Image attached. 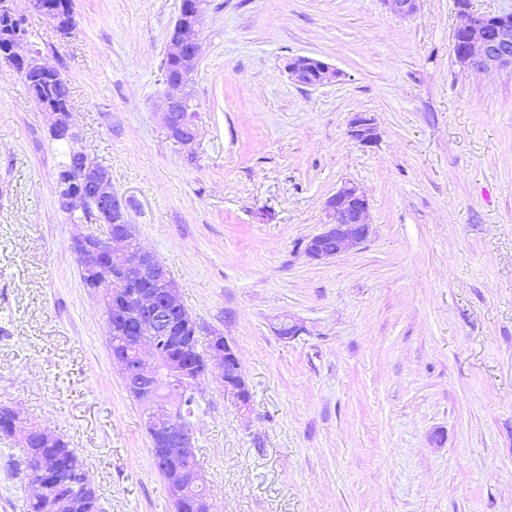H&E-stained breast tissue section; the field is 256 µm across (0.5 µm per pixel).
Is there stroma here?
Wrapping results in <instances>:
<instances>
[{
  "label": "stroma",
  "instance_id": "35a3bbf8",
  "mask_svg": "<svg viewBox=\"0 0 512 512\" xmlns=\"http://www.w3.org/2000/svg\"><path fill=\"white\" fill-rule=\"evenodd\" d=\"M180 0H72L62 34L15 8L67 82L76 147L105 168L140 245L251 392L199 386L196 458L216 512H512V68H464V12L512 0H209L190 86L199 136L162 118ZM308 56L338 72L309 87ZM375 120L369 147L348 134ZM65 144L0 59V403L87 459L102 512H175L141 405L112 357L56 173ZM369 238L304 248L344 183ZM300 322L292 338L280 321ZM19 437H0V512H24ZM287 68L289 75L305 86L323 85L336 77V70L329 64L308 56L291 59ZM349 136L363 146H370L376 142L377 134L372 119L366 113L357 112L349 122Z\"/></svg>",
  "mask_w": 512,
  "mask_h": 512
}]
</instances>
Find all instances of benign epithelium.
I'll return each mask as SVG.
<instances>
[{"label": "benign epithelium", "instance_id": "7a95c632", "mask_svg": "<svg viewBox=\"0 0 512 512\" xmlns=\"http://www.w3.org/2000/svg\"><path fill=\"white\" fill-rule=\"evenodd\" d=\"M384 2L394 14L409 16L416 11L418 0ZM206 3L207 0H189L181 6L166 40L161 93L163 119L169 137L182 146L194 143L198 136L196 109L188 86L199 65ZM0 17L10 26V34L3 43L4 52L18 66L20 73L25 77L31 74L55 75L56 68L44 60L33 43L20 35L23 22L16 15L14 0H0ZM453 52L468 69L488 71L511 67L512 13H464V21L454 31ZM287 68L289 75L305 86L323 85L336 77V70L329 64L308 56L291 59ZM31 94L48 115L51 131L63 126L71 128V105L49 103L37 87ZM348 134L363 146H370L377 139L372 119L362 112L351 118ZM70 168L81 188L68 199L69 212L91 209L95 214L94 223L106 228L100 236H80L74 241L77 255H91L90 261L81 263L85 283L97 282L99 268L96 257L99 255L109 268L124 276L143 268V260L150 253L143 249L134 250L125 233L112 232V217L124 210L125 201L112 189L108 172L100 166L88 164L85 152L80 149L71 153ZM326 211L330 222L326 224L325 231L312 237L305 248L308 257L314 261L333 259L364 243L370 233L368 201L356 185L346 183L340 187L328 198ZM326 239L331 240L328 250L322 246ZM155 276L165 283V288L157 293L146 290L134 298L139 327L134 335L127 338V346L134 355H115L113 359L121 366L126 383L145 405V426L163 432L167 443V447L162 449L163 460L176 469L178 484L185 490L200 488L205 485V478L195 459V425L179 416L176 408L160 396L162 374L181 380L189 378L187 368L164 358L157 346L159 341L182 343V337L169 335L167 325L168 309L177 306L179 289L165 268L156 267ZM212 369L220 372L224 394L240 406H247L251 394L240 377V362L230 344H224V352L209 355L207 370Z\"/></svg>", "mask_w": 512, "mask_h": 512}]
</instances>
